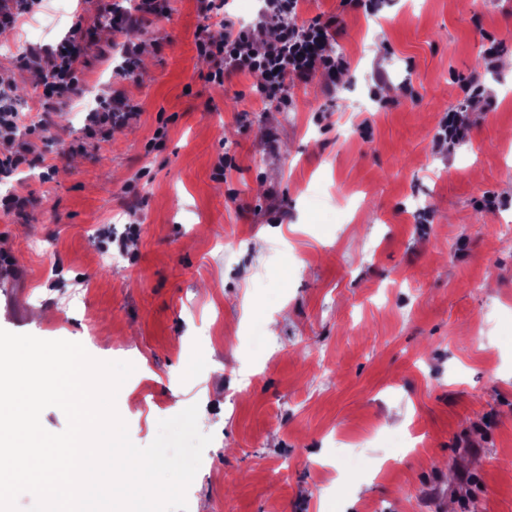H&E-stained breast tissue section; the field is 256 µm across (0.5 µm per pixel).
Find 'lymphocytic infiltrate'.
I'll return each mask as SVG.
<instances>
[{"mask_svg": "<svg viewBox=\"0 0 512 512\" xmlns=\"http://www.w3.org/2000/svg\"><path fill=\"white\" fill-rule=\"evenodd\" d=\"M299 0H262L252 26L241 25L233 16L223 20V38L213 37L209 25H201L195 34V46L200 57L211 68L209 82L223 85L225 78L236 73L260 74L257 91L262 101H274L285 106L292 100V88L322 78L329 94L337 95L344 87L338 81L347 68L343 57L337 56L332 44L343 28L340 15H318L307 24H291ZM168 0H139L134 11L127 12L103 0L97 8L98 18L107 20L114 38L121 41L123 62L116 74L128 79L132 63L142 48L129 40L127 32L151 25L155 19L167 17ZM274 27V40L260 43L252 34L253 28ZM90 30L83 23H74L68 36L49 46H30L19 58L21 68L36 70L43 75V116L39 127H46L56 104L80 97L84 74L89 65V52L105 58V51L94 48ZM12 88L0 86V173L17 170L28 164L33 152L32 142H17L20 117L12 105ZM139 106L125 91L115 90L100 99L89 112L90 124L84 138L75 143L74 151L91 154L108 139L114 126L122 124Z\"/></svg>", "mask_w": 512, "mask_h": 512, "instance_id": "obj_1", "label": "lymphocytic infiltrate"}]
</instances>
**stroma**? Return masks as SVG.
<instances>
[{
    "mask_svg": "<svg viewBox=\"0 0 512 512\" xmlns=\"http://www.w3.org/2000/svg\"><path fill=\"white\" fill-rule=\"evenodd\" d=\"M203 6L170 0L131 32L141 112L96 155L69 151L87 108L66 102L0 181L24 199L0 211V259L25 282L0 285V328L132 362L116 409L137 446L198 404L213 440L189 512H512V0H387L376 17L301 0L296 24L342 14L347 90L301 84L284 110L255 76L207 81ZM76 7L47 0L0 42L17 111L39 107L42 77L15 55L63 37ZM379 66L413 95L378 107ZM463 105L465 150L434 152ZM276 317L288 353L268 367L251 331ZM340 441L375 470H343Z\"/></svg>",
    "mask_w": 512,
    "mask_h": 512,
    "instance_id": "obj_1",
    "label": "stroma"
}]
</instances>
